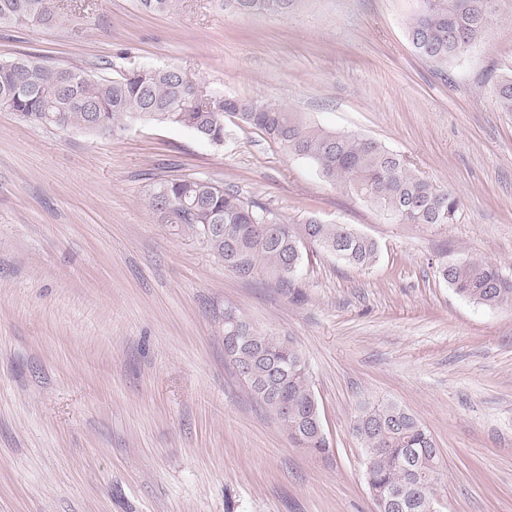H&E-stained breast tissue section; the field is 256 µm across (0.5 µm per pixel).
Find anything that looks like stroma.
Instances as JSON below:
<instances>
[{
  "label": "stroma",
  "mask_w": 512,
  "mask_h": 512,
  "mask_svg": "<svg viewBox=\"0 0 512 512\" xmlns=\"http://www.w3.org/2000/svg\"><path fill=\"white\" fill-rule=\"evenodd\" d=\"M59 6L61 25L0 26V62L103 77L174 64L382 143L462 209L396 223L229 119L216 147L176 126L89 136L0 111V512H376L350 423L380 400L434 437L443 512H512V306L437 274L475 257L512 279V112L491 94L512 23L442 66L407 34L418 0H298L285 17L221 0ZM178 177L291 224L352 225L378 257L310 248L294 286L268 269L242 279L150 208L153 184ZM228 306L305 355L330 456L297 447L225 359Z\"/></svg>",
  "instance_id": "35a3bbf8"
}]
</instances>
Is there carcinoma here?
<instances>
[{
    "label": "carcinoma",
    "mask_w": 512,
    "mask_h": 512,
    "mask_svg": "<svg viewBox=\"0 0 512 512\" xmlns=\"http://www.w3.org/2000/svg\"><path fill=\"white\" fill-rule=\"evenodd\" d=\"M175 0H138L140 9L166 13ZM297 0H224L238 15L286 16ZM419 0L407 21L420 55L446 64L485 40L493 19L512 20V0ZM61 20L57 0H0V24L53 27ZM493 94L502 112H512V72L497 80ZM0 109L36 125L104 135L126 122L178 126L209 144L224 142V118L264 133L283 153L309 161L327 181L358 196L400 224H454L461 199L438 191L402 155L355 133L323 128L301 112L269 101L236 98L206 103L166 65L136 66L114 77L93 78L78 67L45 64L30 54L0 63ZM150 204L164 224L202 243L244 279L267 267L283 287L295 281L303 252L315 246L348 265L367 267L378 254L375 240L347 224L311 220L287 224L273 211L203 178H173L150 191ZM438 276L457 294L488 307L512 305V280L478 259L455 262ZM224 355L241 378L302 448L325 454L328 439L304 429L320 411L303 353L287 337L257 330L232 308L224 309ZM363 447L365 482L376 497L403 501L406 512H431L442 473L432 434L393 401L360 409L351 421Z\"/></svg>",
    "instance_id": "cac0c4a2"
}]
</instances>
